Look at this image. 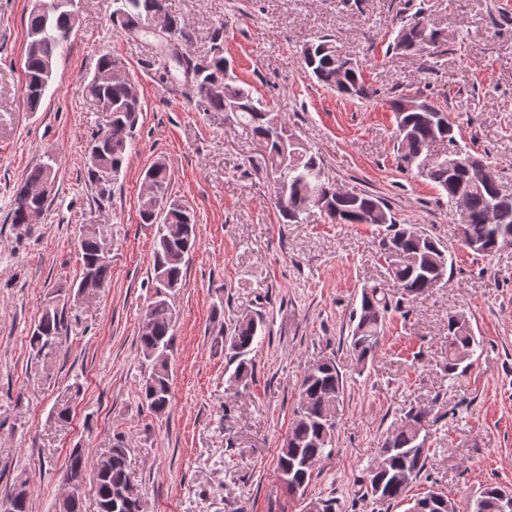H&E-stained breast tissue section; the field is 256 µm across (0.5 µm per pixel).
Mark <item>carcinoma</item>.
I'll return each instance as SVG.
<instances>
[{
    "mask_svg": "<svg viewBox=\"0 0 512 512\" xmlns=\"http://www.w3.org/2000/svg\"><path fill=\"white\" fill-rule=\"evenodd\" d=\"M112 22L134 34L157 36L156 21L163 23L165 46L171 51L175 68L187 78L186 85L201 112H222L224 119L234 118L249 130L271 159L282 164L277 186V207L284 224H304L314 215L337 224H373L386 226L379 241L380 252L391 257L389 275L398 284L401 298L393 300L377 287L363 290L359 310L353 312L349 351L362 362L368 361L381 343L387 314L393 303L412 301L435 287L447 274L448 249L414 224H402L389 213L380 199L365 193L342 192L336 188L319 156L308 150L286 122L251 91L237 84L224 58V27L214 29L210 55L195 57L186 48L190 42L180 16L170 0H113ZM76 24L69 0H45L44 7L31 10L27 28L28 43L24 58V96L29 110L39 109L52 82L57 59L67 50ZM440 44L438 30L432 24L420 28L413 20L400 27L393 49L403 52L426 51ZM305 73L320 84L342 94L370 99L376 90L367 86L359 66L343 55L330 38L306 45L302 50ZM116 69L108 53L100 55L96 73L87 85L89 96L112 115V133L96 131L88 147V174L118 176L131 153L135 131L142 112L137 86L128 78L106 79ZM408 96L400 94L389 100L394 112L397 135L396 151L400 167L417 174L443 191L448 206L455 210L462 228L463 244L475 254L490 256L512 249V201L506 204L476 174L450 171L453 159H430L433 143L443 138L455 140L454 126L448 115L422 100L418 110L406 108ZM58 170L57 160L33 166L18 189L10 210L11 223H28L33 210L44 212L51 198L34 194L49 178V170ZM147 196L161 202L159 207L140 205L144 224L157 225L152 254V282L155 297L144 315L139 336L140 356L148 367L139 392L148 409L166 412L172 403L170 355L173 347L175 310L170 293L180 287L189 254L198 237V225L188 208L171 197V174L166 162L158 160L146 171ZM82 278L78 285L84 292L96 291L111 278L97 238L84 236L79 241ZM265 329L259 316L246 315L229 333L219 332L215 342L223 343L234 365L228 377L229 387H245L254 377L256 352ZM68 332L65 304L59 295L48 298L29 339L34 359L51 357ZM478 345L474 330L464 318L448 317L446 370L451 376L465 372ZM344 386L336 361L330 357L312 364L299 389L294 420L279 448L276 471L282 487L293 498L312 481L316 467L333 453L338 416L343 406ZM430 412L411 408L405 423L379 443L374 463L363 477L364 494L381 506L409 503L417 512H457V506L443 492L429 491L425 496L407 498L410 485L426 471L430 449L426 446L427 429L421 421ZM130 445L115 437L112 447L93 463L98 512H140L139 500L129 503L124 491L130 485L127 458ZM87 461L78 448L70 453L64 474L83 480ZM512 492L496 486L484 488L472 499L466 512H512L506 500ZM4 512H29L25 490L15 488L0 497Z\"/></svg>",
    "mask_w": 512,
    "mask_h": 512,
    "instance_id": "1",
    "label": "carcinoma"
}]
</instances>
